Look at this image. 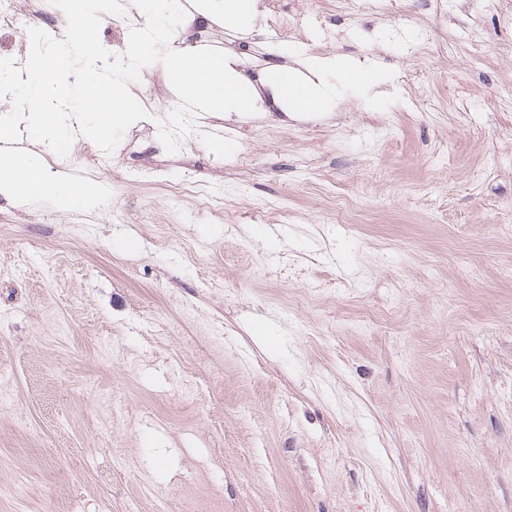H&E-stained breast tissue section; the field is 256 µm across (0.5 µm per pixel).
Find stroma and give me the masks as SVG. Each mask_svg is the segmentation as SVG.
I'll return each mask as SVG.
<instances>
[{
  "label": "stroma",
  "instance_id": "35a3bbf8",
  "mask_svg": "<svg viewBox=\"0 0 512 512\" xmlns=\"http://www.w3.org/2000/svg\"><path fill=\"white\" fill-rule=\"evenodd\" d=\"M251 2L197 21L268 111L171 155L166 83L112 153L40 145L92 203L0 194V512H512V0ZM323 56L375 85L291 111L272 73Z\"/></svg>",
  "mask_w": 512,
  "mask_h": 512
}]
</instances>
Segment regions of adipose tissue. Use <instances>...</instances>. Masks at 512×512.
Masks as SVG:
<instances>
[{"instance_id": "adipose-tissue-1", "label": "adipose tissue", "mask_w": 512, "mask_h": 512, "mask_svg": "<svg viewBox=\"0 0 512 512\" xmlns=\"http://www.w3.org/2000/svg\"><path fill=\"white\" fill-rule=\"evenodd\" d=\"M0 188L22 204L51 195L64 208L75 200L69 188L51 181L40 166L39 153L34 149L26 150L20 158L0 162Z\"/></svg>"}]
</instances>
